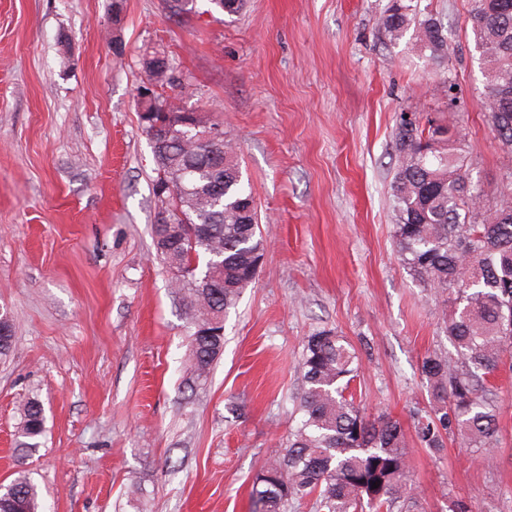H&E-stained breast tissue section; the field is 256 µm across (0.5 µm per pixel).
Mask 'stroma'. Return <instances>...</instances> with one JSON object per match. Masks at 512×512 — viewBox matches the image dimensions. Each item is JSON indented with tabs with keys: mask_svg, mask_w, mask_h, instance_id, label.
<instances>
[{
	"mask_svg": "<svg viewBox=\"0 0 512 512\" xmlns=\"http://www.w3.org/2000/svg\"><path fill=\"white\" fill-rule=\"evenodd\" d=\"M390 0H0V484L26 475L43 512H253L252 480L299 419L306 336H346L368 418L398 420L413 512H512V373L491 378L500 441L434 451L413 421L434 402L420 365L450 351L429 289L403 265L390 194L402 116L449 124L490 202L512 167L484 119L470 0H412L437 19L433 62L388 42ZM166 96L223 124L267 248L224 322L206 379L185 368L188 309L156 257V164L140 121L144 58ZM45 432L27 448L20 403ZM21 422L19 434L22 437H35L39 435L44 425L43 408L38 399L32 398L25 401L21 406Z\"/></svg>",
	"mask_w": 512,
	"mask_h": 512,
	"instance_id": "obj_1",
	"label": "stroma"
}]
</instances>
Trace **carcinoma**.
<instances>
[{"label": "carcinoma", "mask_w": 512, "mask_h": 512, "mask_svg": "<svg viewBox=\"0 0 512 512\" xmlns=\"http://www.w3.org/2000/svg\"><path fill=\"white\" fill-rule=\"evenodd\" d=\"M468 24L485 65L481 106L502 150L511 153L512 0H471ZM379 26L391 42L412 28L432 59L445 53L437 20L416 19L404 0H391ZM151 107L159 121L179 105L156 91ZM216 150L224 153L222 168L210 158ZM395 156L391 195L398 253L410 275L433 292L454 348L421 362L436 403L417 418L415 436L423 448H443L450 439L464 448L491 450L498 428L489 381L512 356V171L503 178L501 203L490 205L471 176L464 139L430 120L401 122ZM154 157L156 171L181 186L160 202L182 219L165 227L153 224V236L159 250L173 238L162 262L190 312L188 362L200 378L224 349V337L202 336L200 327L236 306L257 275L265 240L230 140L204 145L193 132ZM301 369L300 420L283 452L253 480L255 512H288L308 497L315 512H393L397 503L410 500L405 433L389 416L370 420L360 411L350 391L360 361L346 338L331 329L313 332ZM42 411L35 398L22 404L20 436L41 433ZM39 508L37 489L26 476L0 494V512Z\"/></svg>", "instance_id": "obj_1"}]
</instances>
